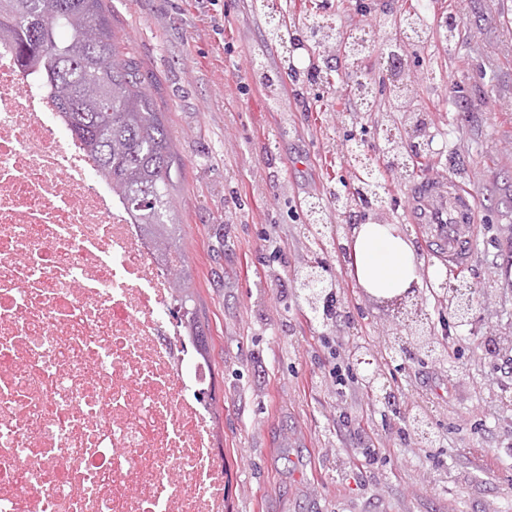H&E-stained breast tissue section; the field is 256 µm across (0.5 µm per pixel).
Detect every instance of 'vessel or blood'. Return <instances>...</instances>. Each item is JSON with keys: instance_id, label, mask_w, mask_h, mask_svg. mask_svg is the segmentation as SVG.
<instances>
[{"instance_id": "1", "label": "vessel or blood", "mask_w": 512, "mask_h": 512, "mask_svg": "<svg viewBox=\"0 0 512 512\" xmlns=\"http://www.w3.org/2000/svg\"><path fill=\"white\" fill-rule=\"evenodd\" d=\"M412 223L423 225L438 258L464 264L475 250V208L469 189L453 178L415 184L405 197Z\"/></svg>"}]
</instances>
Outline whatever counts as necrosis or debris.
I'll return each mask as SVG.
<instances>
[{"mask_svg":"<svg viewBox=\"0 0 512 512\" xmlns=\"http://www.w3.org/2000/svg\"><path fill=\"white\" fill-rule=\"evenodd\" d=\"M209 365L41 81L0 61V512H224Z\"/></svg>","mask_w":512,"mask_h":512,"instance_id":"necrosis-or-debris-1","label":"necrosis or debris"}]
</instances>
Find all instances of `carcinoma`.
I'll use <instances>...</instances> for the list:
<instances>
[{
  "label": "carcinoma",
  "mask_w": 512,
  "mask_h": 512,
  "mask_svg": "<svg viewBox=\"0 0 512 512\" xmlns=\"http://www.w3.org/2000/svg\"><path fill=\"white\" fill-rule=\"evenodd\" d=\"M425 19L414 7L393 21L399 31ZM309 32L314 50L329 58L341 43L336 21H318L302 11L290 21L273 22L269 34L282 47ZM7 51L23 77L38 76L67 119L68 131L98 164L99 176L112 185L166 272L181 321L197 351L209 358L206 325L191 288L189 264L181 253L182 224L171 196L181 175L169 131L157 111L136 62L120 54L106 0H0V51ZM65 85L69 97L58 88ZM373 84L358 80L353 106L372 108L366 98ZM360 174L350 197L334 198L336 210L373 199L385 191L368 159L350 158ZM314 239L327 221L325 210L309 206Z\"/></svg>",
  "instance_id": "obj_1"
}]
</instances>
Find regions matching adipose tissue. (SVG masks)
I'll return each instance as SVG.
<instances>
[{
	"mask_svg": "<svg viewBox=\"0 0 512 512\" xmlns=\"http://www.w3.org/2000/svg\"><path fill=\"white\" fill-rule=\"evenodd\" d=\"M350 269L358 286L376 299H391L420 287L412 246L393 224L369 221L349 236Z\"/></svg>",
	"mask_w": 512,
	"mask_h": 512,
	"instance_id": "adipose-tissue-1",
	"label": "adipose tissue"
}]
</instances>
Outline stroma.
<instances>
[{"instance_id":"1","label":"stroma","mask_w":512,"mask_h":512,"mask_svg":"<svg viewBox=\"0 0 512 512\" xmlns=\"http://www.w3.org/2000/svg\"><path fill=\"white\" fill-rule=\"evenodd\" d=\"M277 2L367 31L365 59L336 54L319 64L331 84L306 88L307 51L284 74L252 0H106L182 164L173 198L209 328L224 512H512V0H418L432 32L406 66L412 109L394 114L356 112L345 88L361 73L388 92L390 21L410 0H359L346 13L341 0ZM450 16L460 27L449 43L438 27ZM259 69L279 76L276 94L258 85ZM391 119L409 133L423 124L432 140L412 175L387 164ZM360 147L385 200L336 211L335 195L354 187L346 156ZM440 175L477 204L475 253L457 279L475 296L464 324L429 295L450 269L428 257L405 211L406 191ZM312 201L328 214L318 243L306 230ZM369 220L398 225L413 244L427 282L424 329L450 345L444 360L419 347L383 359L386 394L359 379L341 397L333 365L355 346L380 355L402 324L358 287L337 247L344 227ZM314 256L337 284L344 315L333 325L307 310L294 280ZM419 408L428 444L406 424Z\"/></svg>"}]
</instances>
